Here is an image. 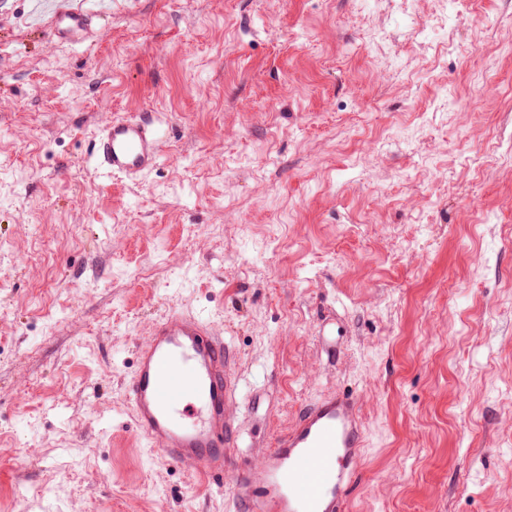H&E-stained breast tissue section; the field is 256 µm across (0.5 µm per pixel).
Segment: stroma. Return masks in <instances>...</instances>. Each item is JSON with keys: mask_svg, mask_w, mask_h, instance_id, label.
I'll use <instances>...</instances> for the list:
<instances>
[{"mask_svg": "<svg viewBox=\"0 0 512 512\" xmlns=\"http://www.w3.org/2000/svg\"><path fill=\"white\" fill-rule=\"evenodd\" d=\"M32 4L0 0V512H235L342 390L347 512H512V0H88L75 45ZM144 112L158 166L101 175ZM175 312L230 351L221 489L127 406ZM162 135L159 122L147 116L112 119L94 138L89 154L106 174L137 178L157 166Z\"/></svg>", "mask_w": 512, "mask_h": 512, "instance_id": "obj_1", "label": "stroma"}]
</instances>
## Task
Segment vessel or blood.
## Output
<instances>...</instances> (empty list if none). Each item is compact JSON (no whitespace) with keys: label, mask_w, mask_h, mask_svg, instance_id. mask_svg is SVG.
<instances>
[{"label":"vessel or blood","mask_w":512,"mask_h":512,"mask_svg":"<svg viewBox=\"0 0 512 512\" xmlns=\"http://www.w3.org/2000/svg\"><path fill=\"white\" fill-rule=\"evenodd\" d=\"M42 8L54 42L85 41L94 14L84 0H44ZM161 139L155 119H113L90 156L106 174L136 178L157 166ZM227 358L223 338L205 319L174 313L152 324L127 390L138 435L218 484L227 449L240 445L228 415L235 388ZM363 446L357 397L328 395L305 408L260 459L239 468L230 495L238 512H342Z\"/></svg>","instance_id":"1"}]
</instances>
